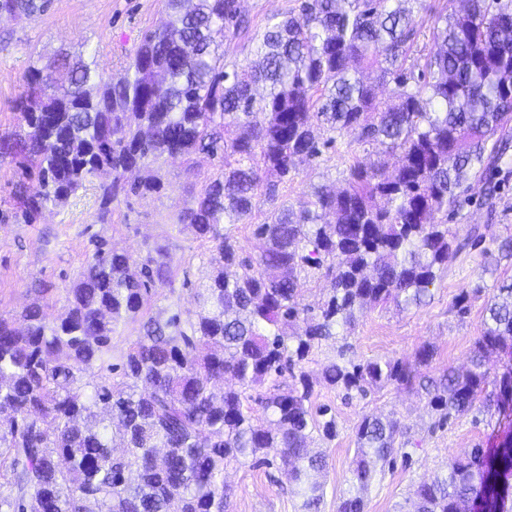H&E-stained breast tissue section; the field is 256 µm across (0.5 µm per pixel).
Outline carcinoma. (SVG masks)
I'll list each match as a JSON object with an SVG mask.
<instances>
[{
	"label": "carcinoma",
	"mask_w": 512,
	"mask_h": 512,
	"mask_svg": "<svg viewBox=\"0 0 512 512\" xmlns=\"http://www.w3.org/2000/svg\"><path fill=\"white\" fill-rule=\"evenodd\" d=\"M411 2L301 0L298 12L267 19L253 66L228 71L224 42L249 33L238 0H167L170 21L144 36L123 77L101 74L92 53L29 69L26 129L0 138V152L19 158L25 223L90 177L100 178L103 222L120 194L162 191L154 179L123 182L162 155H219L224 171L178 215L212 243L215 271L192 289L194 315L146 314L152 291L172 283L168 263L101 242L58 322L37 307L21 327L0 315V512H228L224 466H269L271 449L303 512H321L328 461L310 445L336 437V418L312 411L304 362L372 307L426 304L437 272L483 240L476 228L463 238L448 228V213L469 203L464 186L483 182L491 201L512 179V0H465L433 15L424 63L409 66ZM49 4L0 0V10L30 16ZM367 70L396 85L391 103ZM319 122L332 133L322 143ZM348 131L383 146L380 160L353 167L338 191L277 206L255 225L259 255L242 256L231 226L249 217L258 189L278 200L297 161ZM492 243L484 254L512 259V236ZM316 272L330 289L314 309L301 302V280ZM136 317L141 336L122 365L105 363L112 324ZM500 353L512 355V281L486 307L468 368L422 378L405 361L356 364L342 353L322 380L359 393L417 387L442 425L478 402L489 414L512 410V365L494 374L486 365ZM407 435L390 415H363L359 493L336 512H364L361 493ZM511 477L512 438L478 444L418 485L413 512H512Z\"/></svg>",
	"instance_id": "obj_1"
}]
</instances>
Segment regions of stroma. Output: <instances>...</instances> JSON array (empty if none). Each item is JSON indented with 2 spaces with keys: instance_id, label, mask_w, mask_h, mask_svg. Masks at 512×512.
Listing matches in <instances>:
<instances>
[{
  "instance_id": "35a3bbf8",
  "label": "stroma",
  "mask_w": 512,
  "mask_h": 512,
  "mask_svg": "<svg viewBox=\"0 0 512 512\" xmlns=\"http://www.w3.org/2000/svg\"><path fill=\"white\" fill-rule=\"evenodd\" d=\"M168 19L166 0H52L43 13L0 16V133L18 122L17 103L33 58L48 62L62 53L76 57L92 51L100 72L118 78L132 63L143 34ZM379 150L378 144L355 143L353 133H346L342 144L300 163L280 194L294 204L307 200L314 188H342L351 167L373 162ZM220 169V160L201 155L163 156L147 168L162 179V193L118 198L107 221L98 219L99 181L92 178L36 223L23 224L14 218L19 208L13 196L17 165L0 157V315L17 317L36 303L47 321H55L64 311L66 288L78 279L100 238L109 248L135 257L162 249L173 283L156 289L152 309L194 311L186 283L205 270L212 245L179 223L177 216ZM469 194L470 205L449 217L448 226L455 232L479 225L485 239L440 274L431 287L430 302L419 308L390 305L368 310L348 333L316 348L305 365L314 382L313 404L331 406L337 424L334 440L314 444L329 462L321 512H336L340 498L356 491L351 466L363 414L393 415L412 437L411 444L396 448L390 464L378 469L365 493V512H410L415 488L441 473L449 457L465 455L477 444L497 447L505 435H512L511 412L494 416L476 410L441 425L425 394L389 385L348 398L321 379L324 363L342 344L349 345L350 357L359 361H410L421 345H432L434 358L423 369L428 376L467 364L488 299L500 281L512 278V261L490 262L484 255L490 236L512 234V183L491 212L483 204L481 184H473ZM466 290L471 296L461 315L455 302ZM226 481L232 489L230 512H299L301 497L278 467L245 460L227 468Z\"/></svg>"
}]
</instances>
